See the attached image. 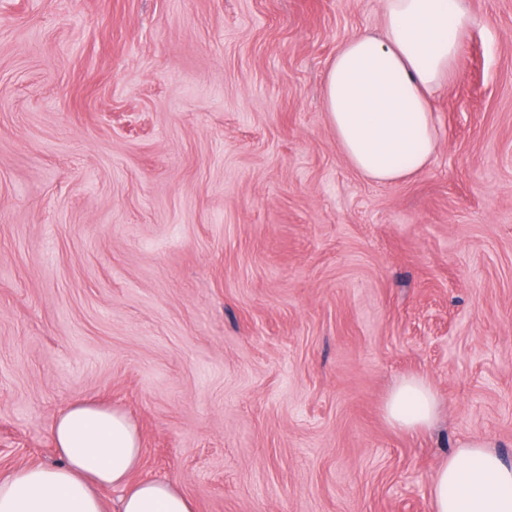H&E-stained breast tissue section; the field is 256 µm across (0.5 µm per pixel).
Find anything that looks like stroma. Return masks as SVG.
Masks as SVG:
<instances>
[{"label":"stroma","mask_w":512,"mask_h":512,"mask_svg":"<svg viewBox=\"0 0 512 512\" xmlns=\"http://www.w3.org/2000/svg\"><path fill=\"white\" fill-rule=\"evenodd\" d=\"M385 0H0V472L126 412L195 512H430L512 460V0H469L429 167L372 183L321 87ZM406 377L430 430L389 425ZM385 415L392 426L404 431L430 429L437 421L435 395L423 380L403 379L387 400ZM432 512H512V463L485 439L455 448L431 479Z\"/></svg>","instance_id":"obj_1"}]
</instances>
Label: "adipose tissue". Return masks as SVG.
I'll use <instances>...</instances> for the list:
<instances>
[{
	"label": "adipose tissue",
	"mask_w": 512,
	"mask_h": 512,
	"mask_svg": "<svg viewBox=\"0 0 512 512\" xmlns=\"http://www.w3.org/2000/svg\"><path fill=\"white\" fill-rule=\"evenodd\" d=\"M473 22L468 0H385L380 30L342 43L323 83L327 121L349 165L382 184L405 180L438 145L433 94L459 72ZM394 427L432 428L437 402L421 379H403L385 408ZM58 455L50 464L0 474V512H105L104 487L122 489L116 512H194L166 480H134L141 435L129 416L76 400L54 420ZM431 512H512V463L485 439L454 449L431 479Z\"/></svg>",
	"instance_id": "1"
}]
</instances>
